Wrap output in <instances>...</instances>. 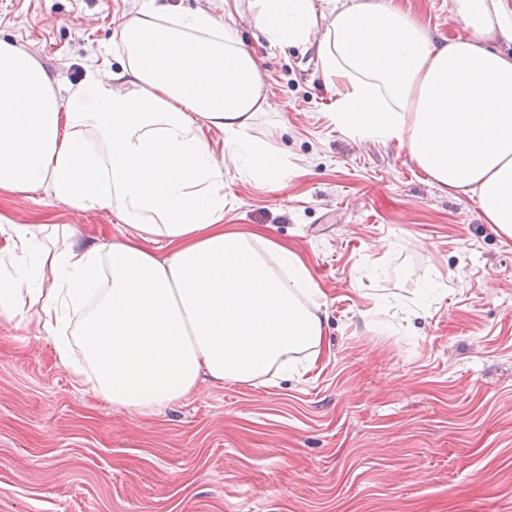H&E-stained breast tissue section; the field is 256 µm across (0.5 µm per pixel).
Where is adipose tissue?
Instances as JSON below:
<instances>
[{"mask_svg": "<svg viewBox=\"0 0 512 512\" xmlns=\"http://www.w3.org/2000/svg\"><path fill=\"white\" fill-rule=\"evenodd\" d=\"M272 46L315 48L344 135L405 145L445 194L512 240V0H450L463 33L435 43L392 0H235ZM114 48L56 86L0 41V194H41L131 229L109 243L0 212V319L36 324L76 382L155 415L203 380L270 384L326 349V301L306 262L262 230L224 224V167L268 187L294 169L251 139L268 106L262 61L234 22L142 0ZM224 133L218 158L205 132Z\"/></svg>", "mask_w": 512, "mask_h": 512, "instance_id": "ef3b65f1", "label": "adipose tissue"}]
</instances>
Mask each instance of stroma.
Segmentation results:
<instances>
[{"label":"stroma","mask_w":512,"mask_h":512,"mask_svg":"<svg viewBox=\"0 0 512 512\" xmlns=\"http://www.w3.org/2000/svg\"><path fill=\"white\" fill-rule=\"evenodd\" d=\"M433 39L448 0H395ZM139 0H0V40L76 82ZM254 139L295 167L271 189L224 174V221L295 248L326 295L329 348L266 386L200 384L130 415L77 387L36 328L0 321V512H512V241L443 194L405 147L336 131L314 48L268 46ZM291 100L295 111L279 107ZM27 224L127 232L109 211L0 196Z\"/></svg>","instance_id":"stroma-1"}]
</instances>
